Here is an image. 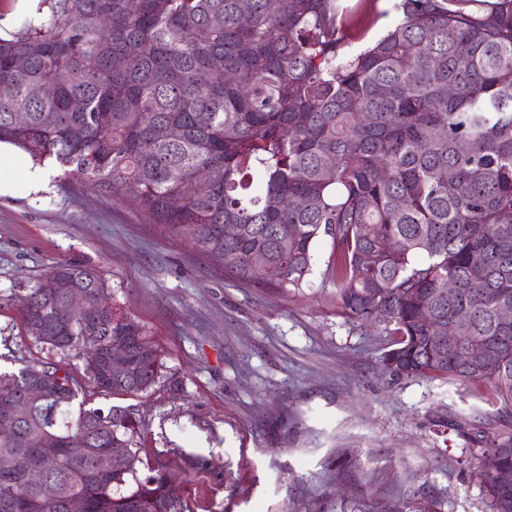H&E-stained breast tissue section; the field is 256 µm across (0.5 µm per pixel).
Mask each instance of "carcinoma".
<instances>
[{"label":"carcinoma","instance_id":"1","mask_svg":"<svg viewBox=\"0 0 512 512\" xmlns=\"http://www.w3.org/2000/svg\"><path fill=\"white\" fill-rule=\"evenodd\" d=\"M456 2L477 10L397 0L385 34L343 57L359 2L38 0L0 35V86L12 89L0 98V142L73 167L194 248L220 250L224 269L255 287H310L316 246L331 237L336 306L395 337L380 356L399 358L387 373L484 382L507 415L512 329L497 305L502 293L512 301V0ZM226 224L236 236L224 237ZM57 278L97 313L57 324ZM28 298L38 342L98 350L83 368L98 392L135 398L156 384L160 349L109 303L94 268L61 261ZM422 312L432 322H418ZM450 317L489 349L481 370L441 351L436 324ZM115 338L129 353L120 378L105 367ZM83 395L62 365L0 372V421L18 428L0 441L12 462L0 471V512H68L74 497L83 512H191L162 453L138 477L136 410L90 407ZM483 439L512 470V433ZM109 448L124 449L129 467L101 468ZM36 466L54 497L29 482ZM482 480L492 512H512V489Z\"/></svg>","mask_w":512,"mask_h":512}]
</instances>
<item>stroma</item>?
I'll return each mask as SVG.
<instances>
[{
  "instance_id": "1",
  "label": "stroma",
  "mask_w": 512,
  "mask_h": 512,
  "mask_svg": "<svg viewBox=\"0 0 512 512\" xmlns=\"http://www.w3.org/2000/svg\"><path fill=\"white\" fill-rule=\"evenodd\" d=\"M394 3L377 0L344 55L387 30ZM332 250L323 238L311 287L284 295L229 278L76 170L37 195L17 185L0 196V371L62 361L81 376L83 357L37 342L22 309L56 262H85L161 351L157 384L133 402L137 468L163 452L192 512H489L467 450L494 411L490 389L384 373L391 339L337 308Z\"/></svg>"
}]
</instances>
